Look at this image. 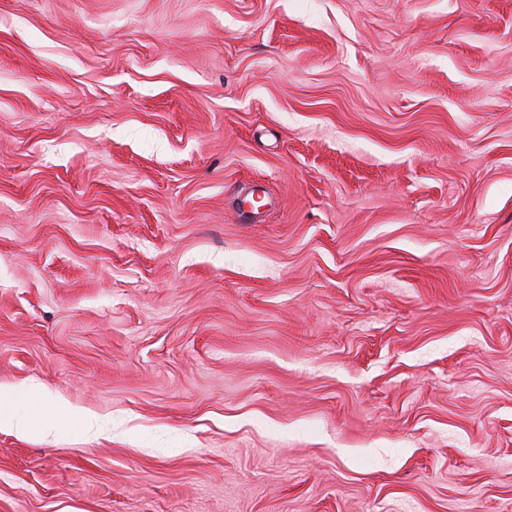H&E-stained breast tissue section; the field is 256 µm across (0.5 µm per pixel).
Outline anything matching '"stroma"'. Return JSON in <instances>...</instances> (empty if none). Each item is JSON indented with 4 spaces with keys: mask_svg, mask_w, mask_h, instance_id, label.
Returning a JSON list of instances; mask_svg holds the SVG:
<instances>
[{
    "mask_svg": "<svg viewBox=\"0 0 512 512\" xmlns=\"http://www.w3.org/2000/svg\"><path fill=\"white\" fill-rule=\"evenodd\" d=\"M1 384L0 512H512V0H0Z\"/></svg>",
    "mask_w": 512,
    "mask_h": 512,
    "instance_id": "obj_1",
    "label": "stroma"
}]
</instances>
